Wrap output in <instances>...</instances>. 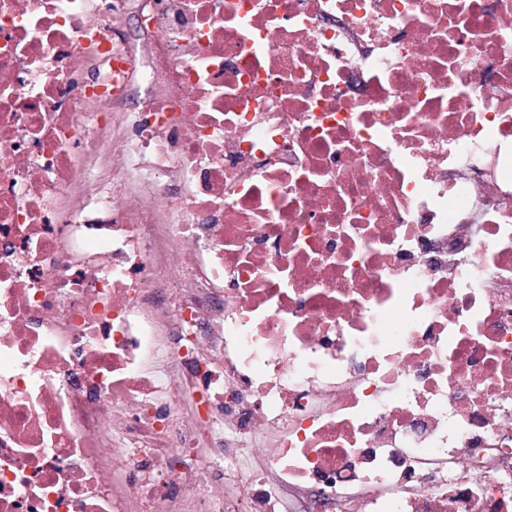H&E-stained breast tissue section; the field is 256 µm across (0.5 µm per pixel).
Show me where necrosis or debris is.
<instances>
[{"label":"necrosis or debris","mask_w":512,"mask_h":512,"mask_svg":"<svg viewBox=\"0 0 512 512\" xmlns=\"http://www.w3.org/2000/svg\"><path fill=\"white\" fill-rule=\"evenodd\" d=\"M128 2L0 0V512H512V0ZM138 19V15L133 9L126 13L124 19L120 20L116 27L122 29V36L130 45L142 52L152 47L156 41V35L143 31Z\"/></svg>","instance_id":"1"}]
</instances>
